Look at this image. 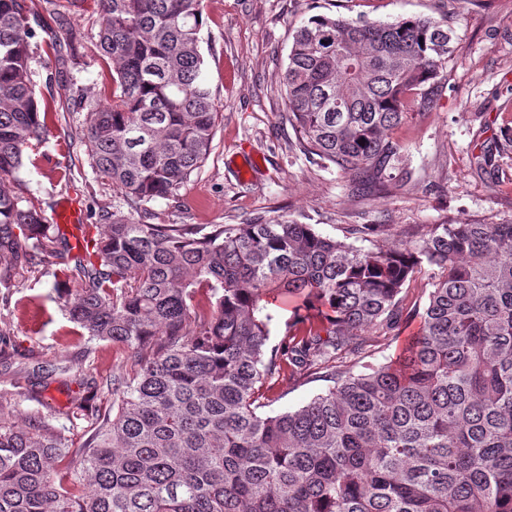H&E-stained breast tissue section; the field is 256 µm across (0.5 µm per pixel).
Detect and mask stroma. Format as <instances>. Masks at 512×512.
<instances>
[{
	"mask_svg": "<svg viewBox=\"0 0 512 512\" xmlns=\"http://www.w3.org/2000/svg\"><path fill=\"white\" fill-rule=\"evenodd\" d=\"M202 50L221 117L203 166L175 198L148 203L151 224H244L287 214L323 236L344 239L361 224L426 232L434 224L512 222V0H203ZM32 42L37 83L53 96L45 142L9 187L39 203L48 221L63 204L82 213L83 235L105 230L111 183L93 174L81 138L86 115L68 110L72 94L107 98L112 66L98 52L95 0H34ZM319 15L393 22L431 18L455 34L431 111L410 113L394 138L402 161L384 192L361 193L347 175L324 167L299 147L286 120L282 74L298 27ZM74 47L59 56L54 45ZM495 156L494 166L482 161ZM54 261L37 266L8 300H0V350L14 370L0 375V395L13 399L25 428L48 419L70 448L92 436L94 418L73 419L82 402L112 410L113 381L129 377L134 352L91 340L57 301ZM63 367L40 376L39 368ZM328 387L324 381H279L273 412L293 410Z\"/></svg>",
	"mask_w": 512,
	"mask_h": 512,
	"instance_id": "1",
	"label": "stroma"
}]
</instances>
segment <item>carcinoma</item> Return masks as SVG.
Here are the masks:
<instances>
[{
  "label": "carcinoma",
  "mask_w": 512,
  "mask_h": 512,
  "mask_svg": "<svg viewBox=\"0 0 512 512\" xmlns=\"http://www.w3.org/2000/svg\"><path fill=\"white\" fill-rule=\"evenodd\" d=\"M109 99L81 140L115 199L105 232L74 249L41 208L4 188L47 132L27 0H0V288L43 256L72 323L137 351L112 383V416L70 453L43 420L10 421L0 398V512H512V224H434L368 249L283 215L248 224H149L210 153L217 95L201 50L203 0H98ZM448 25L318 16L282 74L304 153L381 191L393 133L433 107L455 51ZM387 224L349 235L384 236ZM431 289L398 355L355 373L366 336L400 325L418 274ZM305 314L284 322L278 309ZM325 392L265 411L280 379Z\"/></svg>",
  "instance_id": "carcinoma-1"
}]
</instances>
